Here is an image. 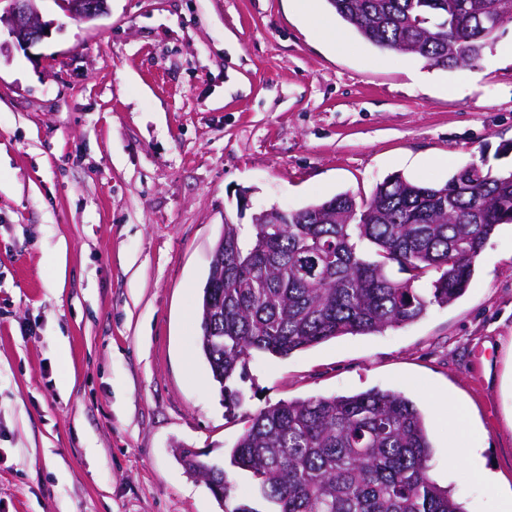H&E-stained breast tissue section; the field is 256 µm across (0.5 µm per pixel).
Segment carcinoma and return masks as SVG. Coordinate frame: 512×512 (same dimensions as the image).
<instances>
[{
  "label": "carcinoma",
  "instance_id": "cac0c4a2",
  "mask_svg": "<svg viewBox=\"0 0 512 512\" xmlns=\"http://www.w3.org/2000/svg\"><path fill=\"white\" fill-rule=\"evenodd\" d=\"M375 47L432 66L463 68L512 21L501 0H327ZM512 223V168L470 162L443 185L401 175L362 202L348 192L255 224L224 225L218 288H203L200 348L224 401L252 352L285 357L338 336L380 333L448 306L474 262ZM406 277L397 279L391 269ZM422 411L405 396L371 390L265 408L230 452L251 473L271 512H467L431 477ZM211 475L229 498L224 468Z\"/></svg>",
  "mask_w": 512,
  "mask_h": 512
}]
</instances>
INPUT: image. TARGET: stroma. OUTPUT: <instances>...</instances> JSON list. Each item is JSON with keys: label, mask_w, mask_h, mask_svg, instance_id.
<instances>
[{"label": "stroma", "mask_w": 512, "mask_h": 512, "mask_svg": "<svg viewBox=\"0 0 512 512\" xmlns=\"http://www.w3.org/2000/svg\"><path fill=\"white\" fill-rule=\"evenodd\" d=\"M0 54V512H268L229 452L260 409L371 389L425 414L431 475L468 512L512 495V223L465 294L382 333L256 353L226 408L199 301L225 222L402 175L512 165V22L459 69L382 51L316 0H110ZM468 414L463 430L458 410ZM224 466L219 501L177 447ZM481 449L474 478L449 453Z\"/></svg>", "instance_id": "1"}]
</instances>
